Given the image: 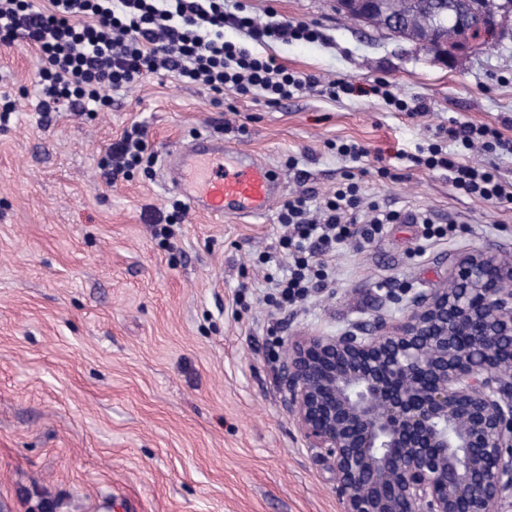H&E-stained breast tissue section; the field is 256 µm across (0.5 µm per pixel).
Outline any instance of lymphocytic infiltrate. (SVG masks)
<instances>
[{
  "label": "lymphocytic infiltrate",
  "mask_w": 512,
  "mask_h": 512,
  "mask_svg": "<svg viewBox=\"0 0 512 512\" xmlns=\"http://www.w3.org/2000/svg\"><path fill=\"white\" fill-rule=\"evenodd\" d=\"M244 31L251 40L315 42L321 37L308 23L260 25L246 14L225 12L224 0H0V43L24 41L39 54L36 92L44 109L80 107L95 112L106 94L138 84L145 76L168 72L186 84L208 87L215 95H259L276 105L295 94L322 87L331 98L354 94L349 80L319 83L311 74L289 70L276 57L252 52L226 41L225 27ZM457 152L439 144L420 160L429 169H443L455 189L486 202L512 201V183L490 168L463 161L459 149L501 141V132L487 125L461 124L447 129ZM147 150L144 131L131 126L112 143L103 161L108 183L126 178ZM401 214L364 205L356 184L339 188L323 205L298 194L280 207L283 228L280 251L265 255L273 263L267 300L282 309L303 299L329 277L327 256L345 243L364 250L385 225Z\"/></svg>",
  "instance_id": "f902f5d3"
}]
</instances>
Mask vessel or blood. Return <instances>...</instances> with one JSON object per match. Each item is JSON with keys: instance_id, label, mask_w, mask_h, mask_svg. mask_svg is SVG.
I'll return each instance as SVG.
<instances>
[{"instance_id": "obj_1", "label": "vessel or blood", "mask_w": 512, "mask_h": 512, "mask_svg": "<svg viewBox=\"0 0 512 512\" xmlns=\"http://www.w3.org/2000/svg\"><path fill=\"white\" fill-rule=\"evenodd\" d=\"M165 167L191 209L213 216H262L281 193L279 179L264 160L212 138L172 149Z\"/></svg>"}]
</instances>
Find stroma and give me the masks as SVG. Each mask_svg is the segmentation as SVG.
Listing matches in <instances>:
<instances>
[{"mask_svg":"<svg viewBox=\"0 0 512 512\" xmlns=\"http://www.w3.org/2000/svg\"><path fill=\"white\" fill-rule=\"evenodd\" d=\"M242 2L260 23L321 32L257 53L324 81L379 80L428 109L317 92L273 106L228 93L217 105L162 73L99 111L46 112L35 50L0 45V94L15 105L0 125V512H342L331 470L284 407L281 337L400 319L388 294L445 287L451 252L494 244L512 261V202L479 201L415 163L442 125H490L512 143V38L446 65L338 15L336 0ZM135 123L156 161L107 183L99 163ZM201 136L269 160L284 195L320 205L351 177L364 202L405 220L365 250L341 247L327 287L272 311L262 257L279 248L276 211L188 213L170 248L154 233L177 197L163 159ZM349 140L367 156L337 154ZM422 213L447 238L426 239Z\"/></svg>","mask_w":512,"mask_h":512,"instance_id":"obj_1","label":"stroma"}]
</instances>
